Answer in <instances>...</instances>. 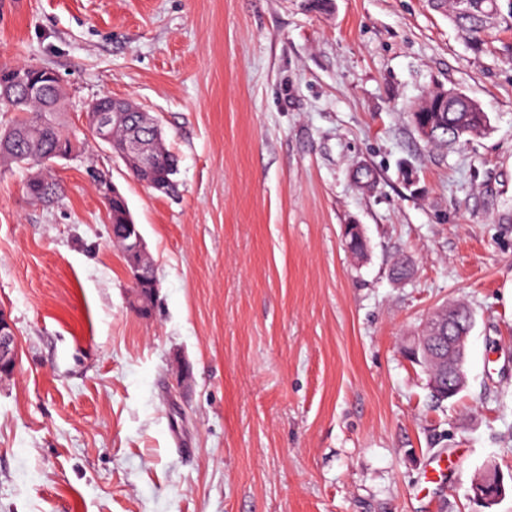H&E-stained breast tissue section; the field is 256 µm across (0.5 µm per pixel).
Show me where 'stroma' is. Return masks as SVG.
Listing matches in <instances>:
<instances>
[{"label":"stroma","mask_w":512,"mask_h":512,"mask_svg":"<svg viewBox=\"0 0 512 512\" xmlns=\"http://www.w3.org/2000/svg\"><path fill=\"white\" fill-rule=\"evenodd\" d=\"M16 63L61 76L69 128L136 99L179 166L166 196L92 137L0 164V512H484L490 462L512 487V30L468 42L429 0H0ZM438 88L489 131L428 144ZM101 177L152 259L146 319ZM459 304L467 384L439 402L404 349ZM18 363V343L14 325L0 310V381L14 374Z\"/></svg>","instance_id":"obj_1"}]
</instances>
